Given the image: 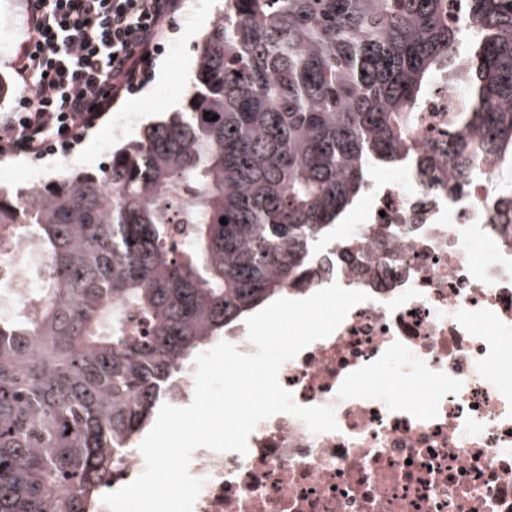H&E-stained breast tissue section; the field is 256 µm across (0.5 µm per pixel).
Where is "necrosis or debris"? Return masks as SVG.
Listing matches in <instances>:
<instances>
[{"label":"necrosis or debris","mask_w":512,"mask_h":512,"mask_svg":"<svg viewBox=\"0 0 512 512\" xmlns=\"http://www.w3.org/2000/svg\"><path fill=\"white\" fill-rule=\"evenodd\" d=\"M458 101L439 77L421 139ZM370 174L344 231L329 241V278L312 270L307 293L336 283L369 299L327 338L279 371L301 406L330 405L337 429L311 433L278 413L257 424L246 454L196 449L190 472L205 484L193 512H512V234L500 202L512 173L493 171L448 197L400 168ZM482 258H474L475 247ZM35 249L0 255L15 271L14 305H26ZM385 374L391 388L365 385ZM433 388L427 410L406 389Z\"/></svg>","instance_id":"necrosis-or-debris-1"}]
</instances>
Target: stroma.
Masks as SVG:
<instances>
[{
	"mask_svg": "<svg viewBox=\"0 0 512 512\" xmlns=\"http://www.w3.org/2000/svg\"><path fill=\"white\" fill-rule=\"evenodd\" d=\"M218 15L216 0H181L179 11L165 31L163 49L156 56L146 81L125 93L113 105L111 114L87 131L68 152L41 157H0V191L11 197L33 179L46 181L66 172H99L107 148L122 146L146 126L182 111L185 94L173 95L161 105L156 102L157 94L164 86L189 83L199 65L195 46ZM26 19V0H0V108L4 110L17 105L22 96L23 87L14 64L28 38ZM130 110L136 115L135 122L122 137H112L115 115Z\"/></svg>",
	"mask_w": 512,
	"mask_h": 512,
	"instance_id": "35a3bbf8",
	"label": "stroma"
}]
</instances>
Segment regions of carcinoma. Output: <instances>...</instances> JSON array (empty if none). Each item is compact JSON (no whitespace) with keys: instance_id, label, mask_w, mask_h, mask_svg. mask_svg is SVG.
Masks as SVG:
<instances>
[{"instance_id":"1","label":"carcinoma","mask_w":512,"mask_h":512,"mask_svg":"<svg viewBox=\"0 0 512 512\" xmlns=\"http://www.w3.org/2000/svg\"><path fill=\"white\" fill-rule=\"evenodd\" d=\"M451 2L224 0L184 111L100 175L0 195V253L29 239L48 260L37 315L0 288V512H91L112 449L213 339L304 283L372 167L408 160L454 195L477 164L512 166V0ZM443 74L464 100L420 146Z\"/></svg>"}]
</instances>
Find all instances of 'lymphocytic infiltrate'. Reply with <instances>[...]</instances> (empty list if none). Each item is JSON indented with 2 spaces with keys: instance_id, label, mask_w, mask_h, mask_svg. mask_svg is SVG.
<instances>
[{
  "instance_id": "f902f5d3",
  "label": "lymphocytic infiltrate",
  "mask_w": 512,
  "mask_h": 512,
  "mask_svg": "<svg viewBox=\"0 0 512 512\" xmlns=\"http://www.w3.org/2000/svg\"><path fill=\"white\" fill-rule=\"evenodd\" d=\"M179 0H28L30 36L15 64L20 104L0 111V156L68 150L162 50Z\"/></svg>"
}]
</instances>
